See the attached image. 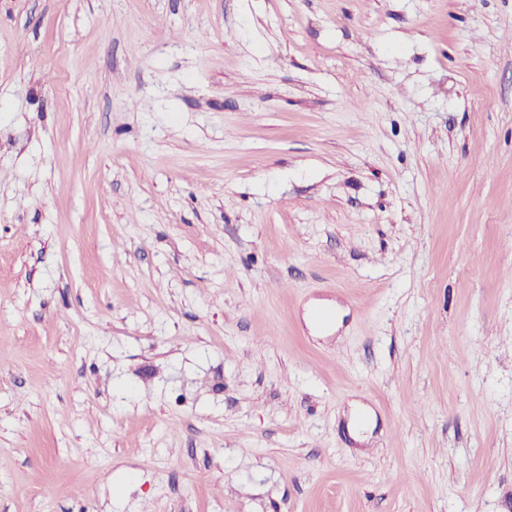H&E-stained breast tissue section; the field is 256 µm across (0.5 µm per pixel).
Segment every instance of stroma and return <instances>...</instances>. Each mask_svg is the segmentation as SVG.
Here are the masks:
<instances>
[{"mask_svg": "<svg viewBox=\"0 0 512 512\" xmlns=\"http://www.w3.org/2000/svg\"><path fill=\"white\" fill-rule=\"evenodd\" d=\"M510 34L0 0V512H512Z\"/></svg>", "mask_w": 512, "mask_h": 512, "instance_id": "obj_1", "label": "stroma"}]
</instances>
